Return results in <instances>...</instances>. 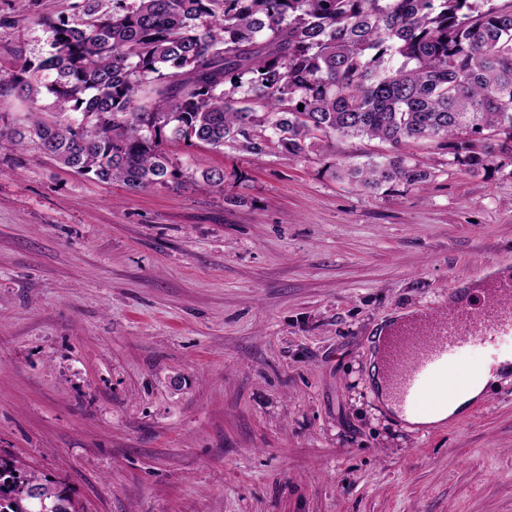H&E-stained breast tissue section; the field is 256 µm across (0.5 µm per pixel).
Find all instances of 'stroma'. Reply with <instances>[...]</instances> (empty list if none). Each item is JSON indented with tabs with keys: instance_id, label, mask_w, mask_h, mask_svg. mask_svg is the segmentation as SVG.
Returning <instances> with one entry per match:
<instances>
[{
	"instance_id": "1",
	"label": "stroma",
	"mask_w": 512,
	"mask_h": 512,
	"mask_svg": "<svg viewBox=\"0 0 512 512\" xmlns=\"http://www.w3.org/2000/svg\"><path fill=\"white\" fill-rule=\"evenodd\" d=\"M78 2L0 0V77ZM166 149L223 189L0 153V457L79 512H512L511 373L414 429L372 374L380 328L512 267V165L412 143L429 180L371 193L333 170L376 140Z\"/></svg>"
}]
</instances>
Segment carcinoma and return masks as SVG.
Instances as JSON below:
<instances>
[{
    "label": "carcinoma",
    "mask_w": 512,
    "mask_h": 512,
    "mask_svg": "<svg viewBox=\"0 0 512 512\" xmlns=\"http://www.w3.org/2000/svg\"><path fill=\"white\" fill-rule=\"evenodd\" d=\"M43 23L50 50L0 96L52 103L0 116V151L32 144L131 190L193 178L168 141L296 160L332 135L379 140L386 161L340 169L374 193L430 178L410 142L468 170L512 159V0H83ZM0 512L79 510L0 457Z\"/></svg>",
    "instance_id": "carcinoma-1"
}]
</instances>
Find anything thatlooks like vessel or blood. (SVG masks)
<instances>
[{
    "label": "vessel or blood",
    "instance_id": "vessel-or-blood-1",
    "mask_svg": "<svg viewBox=\"0 0 512 512\" xmlns=\"http://www.w3.org/2000/svg\"><path fill=\"white\" fill-rule=\"evenodd\" d=\"M512 333V275L487 278L478 293H465L448 311H422L391 329L385 373L403 412L416 414L425 393H447L468 351Z\"/></svg>",
    "mask_w": 512,
    "mask_h": 512
}]
</instances>
